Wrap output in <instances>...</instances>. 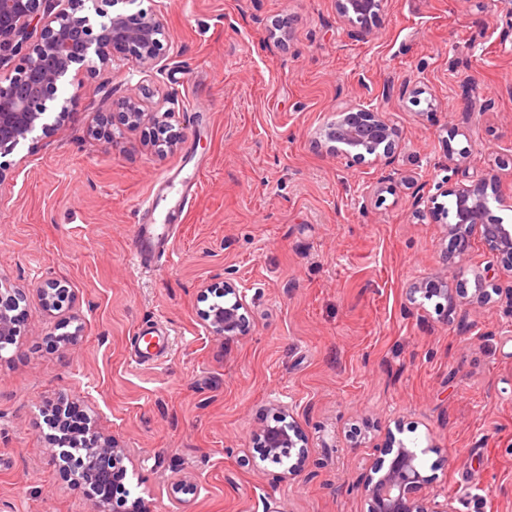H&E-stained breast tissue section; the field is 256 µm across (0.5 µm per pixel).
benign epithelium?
I'll return each mask as SVG.
<instances>
[{"instance_id": "benign-epithelium-1", "label": "benign epithelium", "mask_w": 512, "mask_h": 512, "mask_svg": "<svg viewBox=\"0 0 512 512\" xmlns=\"http://www.w3.org/2000/svg\"><path fill=\"white\" fill-rule=\"evenodd\" d=\"M99 2L0 0V65L14 56L23 59L15 75L0 78V156L12 153L37 128H48L49 118H54L56 124L65 120L76 95L64 99L56 113L51 103L57 100L64 84L80 86L83 70L99 66L110 72L116 54L141 70L158 63L168 36L162 19L144 9L133 14H110L100 8ZM386 4L387 0H336V11L358 34L367 36ZM390 98L388 93L376 105L360 100L348 103L336 112V121L320 130L316 144L350 162H363L366 156L373 155L390 164L398 138L397 128L382 112ZM123 116L131 130L150 121L153 143L159 148L173 146L170 125L146 111L140 98H126ZM490 188H495L494 179L478 170L467 185L448 184V195L456 202L455 222L448 229L461 251L467 250L472 230L479 228L489 252L512 254V224L486 220L490 202L503 201L499 194L488 193ZM421 291L444 299L450 308L455 305L445 279H424L410 289L409 295ZM223 293L233 300L212 304L204 313L206 327L214 336H242L249 329L251 317L246 295L231 284L224 285ZM31 294L49 310H60L71 303L70 288L58 280L41 281L30 288L0 285V361L4 359L3 352L15 344L21 305ZM287 417L283 413L277 424L261 425L260 460L282 465L284 460L296 457V462L285 470L288 478L295 479L302 472L307 448L298 445L292 434L295 421ZM50 441L64 459L80 454L81 468L65 471L66 478L72 485L88 489L92 512H108L104 500L94 496V490L111 480L112 468L121 466L127 457L126 449L104 437L90 421L84 423L80 435L54 434ZM388 453L392 458L387 469L375 470L378 477L368 476L362 484L370 512H456L450 503L432 501L424 493L427 480L421 472V453L417 449L399 441Z\"/></svg>"}]
</instances>
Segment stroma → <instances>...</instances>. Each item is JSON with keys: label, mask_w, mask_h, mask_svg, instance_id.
Returning <instances> with one entry per match:
<instances>
[{"label": "stroma", "mask_w": 512, "mask_h": 512, "mask_svg": "<svg viewBox=\"0 0 512 512\" xmlns=\"http://www.w3.org/2000/svg\"><path fill=\"white\" fill-rule=\"evenodd\" d=\"M148 8L169 35L158 65L82 72L68 118L0 158V283L58 279L73 294L63 312L29 298L0 363V512H90L53 455L51 402L127 449L112 512L137 499L151 512H368L362 482L394 439L423 449L437 501L512 512V256L477 231L460 251L443 212L449 182L476 169L512 196V0H388L365 38L336 0L122 6ZM278 24L287 45L267 38ZM385 89L393 165L317 147L338 110ZM134 94L173 112V150L122 125ZM104 116L109 145L89 135ZM191 156L199 191L170 254L137 269L140 205ZM417 179L434 203L414 206ZM441 275L454 311L408 301ZM228 282L247 293L243 336L205 328L204 291ZM154 328L166 360L130 366ZM282 410L308 449L293 481L258 454L261 423Z\"/></svg>", "instance_id": "stroma-1"}]
</instances>
